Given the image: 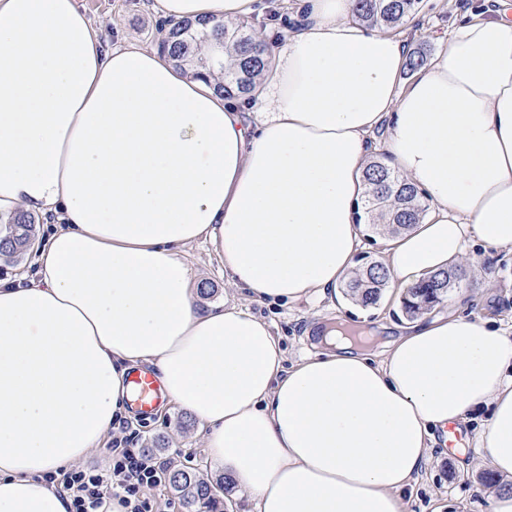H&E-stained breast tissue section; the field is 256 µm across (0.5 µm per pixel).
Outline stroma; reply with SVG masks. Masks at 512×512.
I'll return each mask as SVG.
<instances>
[{
  "label": "stroma",
  "mask_w": 512,
  "mask_h": 512,
  "mask_svg": "<svg viewBox=\"0 0 512 512\" xmlns=\"http://www.w3.org/2000/svg\"><path fill=\"white\" fill-rule=\"evenodd\" d=\"M100 37L107 42L124 40L147 48H157L158 18L149 9V0H80ZM484 0H420L416 13L400 27L409 47L426 56L442 49L457 21L479 13ZM184 255L203 280V303L224 299V278L218 271L208 245L189 244ZM255 315L272 322L282 341L288 361L314 352L307 338L308 329L333 317L377 328L405 325L401 297L393 288H385L380 302L364 308L353 302L337 304L314 300L283 305L269 303L253 306ZM437 313L456 311L476 320L512 326V254L500 253L492 263L472 266L465 283L449 292L436 308ZM489 417L488 408L473 412L463 430L468 440L463 447L468 462L461 468L453 453L435 452L428 460L411 496L406 512H431L440 505L442 512H492L489 487L479 475L486 466L474 436ZM131 432L137 446L161 461L174 466L189 465L201 470L204 478L217 479V472L205 469L206 452L199 426L189 414L175 407L146 419L132 418Z\"/></svg>",
  "instance_id": "35a3bbf8"
}]
</instances>
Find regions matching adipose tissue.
<instances>
[{"mask_svg": "<svg viewBox=\"0 0 512 512\" xmlns=\"http://www.w3.org/2000/svg\"><path fill=\"white\" fill-rule=\"evenodd\" d=\"M267 0H152L165 19L250 22ZM252 92L218 90L154 50L102 42L79 0H0V223L49 226L33 276L0 278V512H68L44 476L123 417L129 371L155 367L255 512H405L449 424L490 410L476 443L512 512V337L452 313L367 355L325 327L287 363L254 303L335 294L378 129L430 209L387 241L407 292L467 254L512 250V22L456 25L400 87L403 36L351 0H302ZM209 245L231 290L201 305L184 260Z\"/></svg>", "mask_w": 512, "mask_h": 512, "instance_id": "ef3b65f1", "label": "adipose tissue"}]
</instances>
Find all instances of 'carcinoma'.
<instances>
[{
    "label": "carcinoma",
    "mask_w": 512,
    "mask_h": 512,
    "mask_svg": "<svg viewBox=\"0 0 512 512\" xmlns=\"http://www.w3.org/2000/svg\"><path fill=\"white\" fill-rule=\"evenodd\" d=\"M418 3L419 0H353L352 14L368 26L396 29L416 12ZM157 32L163 56L186 75L197 76L219 66L223 83L247 92L266 67V59L254 36V26L246 22L228 25L222 21L192 24L169 20L158 26ZM208 40L224 47V52L231 57L229 64H224L219 57L198 54L197 45ZM428 210L421 190L390 167L386 155L373 158L365 172L362 215L358 216V223L369 226L373 233L381 225L391 227L393 232L409 230L424 219ZM35 232V217L19 214L12 221L9 234L0 240V256L7 260L20 259L31 247ZM463 271L465 268L457 266L422 279L403 297V313L414 318L434 308L456 287L455 275ZM387 283L385 266L368 261L359 268L356 277L345 283L344 292L363 307L375 306ZM170 486L187 512L215 505V487L201 479L191 466L173 470Z\"/></svg>",
    "instance_id": "1"
}]
</instances>
